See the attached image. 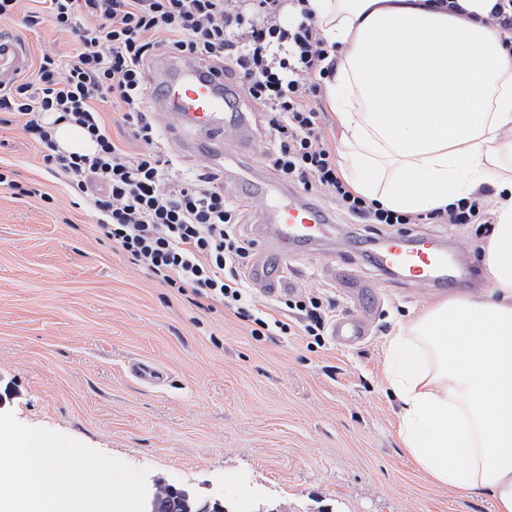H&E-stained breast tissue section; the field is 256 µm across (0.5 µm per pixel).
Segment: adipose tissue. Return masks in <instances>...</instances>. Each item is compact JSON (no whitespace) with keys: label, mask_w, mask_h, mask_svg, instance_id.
<instances>
[{"label":"adipose tissue","mask_w":512,"mask_h":512,"mask_svg":"<svg viewBox=\"0 0 512 512\" xmlns=\"http://www.w3.org/2000/svg\"><path fill=\"white\" fill-rule=\"evenodd\" d=\"M496 0H309L343 48L328 87L345 179L426 213L496 186L490 288L398 327L387 377L405 451L437 483L512 512V45Z\"/></svg>","instance_id":"1"}]
</instances>
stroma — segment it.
<instances>
[{"label": "stroma", "mask_w": 512, "mask_h": 512, "mask_svg": "<svg viewBox=\"0 0 512 512\" xmlns=\"http://www.w3.org/2000/svg\"><path fill=\"white\" fill-rule=\"evenodd\" d=\"M38 7L20 0L0 32L26 39L35 59L79 49L71 34L24 26L23 14ZM0 167L36 190L16 196L0 186V412L148 468L150 477L220 499L228 510L245 499L255 512H493L489 500L432 482L401 446L388 342L441 295L377 272L368 261L370 225L312 193L340 232L290 257L285 286L322 292L339 316L363 306L372 312L362 343L329 339L312 350L301 336H252L232 311L198 308L131 264L101 239L20 123L0 124ZM218 178L239 210V233L258 255L260 203L231 173ZM480 192L485 206L476 223L383 229L445 240L472 274L461 296L490 286L480 245L495 188L488 182ZM335 257L366 282L358 299L333 280ZM136 360L166 369L169 384L131 378L127 366Z\"/></svg>", "instance_id": "stroma-1"}]
</instances>
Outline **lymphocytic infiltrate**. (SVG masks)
<instances>
[{
	"instance_id": "lymphocytic-infiltrate-1",
	"label": "lymphocytic infiltrate",
	"mask_w": 512,
	"mask_h": 512,
	"mask_svg": "<svg viewBox=\"0 0 512 512\" xmlns=\"http://www.w3.org/2000/svg\"><path fill=\"white\" fill-rule=\"evenodd\" d=\"M41 2L25 15V25L78 34L81 47L65 59L42 54L27 80L0 90V112L22 124L48 169L87 200L98 231L132 264L196 307L232 310L254 336L287 335L292 326L251 301L249 244L235 230L239 213L223 185L209 174L177 177L155 148L146 70L160 51L229 64L266 116L276 177L321 192L359 223L471 224L480 213L481 199L469 197L413 216L376 207L348 188L311 105L334 73L336 48L321 38L308 0ZM87 17L97 25L84 34L80 22ZM109 105L123 110L143 145L139 153L127 152L108 133L103 114ZM58 122L83 127L95 151H63L54 139ZM281 303L302 321L309 346H323L329 314L322 297L306 291Z\"/></svg>"
}]
</instances>
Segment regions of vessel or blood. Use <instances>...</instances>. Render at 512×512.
Here are the masks:
<instances>
[{
    "mask_svg": "<svg viewBox=\"0 0 512 512\" xmlns=\"http://www.w3.org/2000/svg\"><path fill=\"white\" fill-rule=\"evenodd\" d=\"M30 47L25 40L0 37V89L26 75ZM150 79L155 94L150 108L162 117L171 139L184 152H204L213 166L223 167L224 134L235 130L240 146L252 136V115L239 107L241 92L227 86L221 69L199 58L163 57ZM245 185L263 205L260 234L269 253L259 256L250 269L253 282L265 291L275 290L282 265L289 256L307 251L328 239L332 224L325 211L311 202L306 192L267 175H248ZM372 264L383 273L394 272L427 287L443 290L459 280L448 272V251L429 238L387 237L370 254ZM368 334L365 319L344 316L331 326L334 341L352 345ZM128 371L136 380L161 386L167 374L156 364L134 361Z\"/></svg>",
    "mask_w": 512,
    "mask_h": 512,
    "instance_id": "vessel-or-blood-1",
    "label": "vessel or blood"
}]
</instances>
